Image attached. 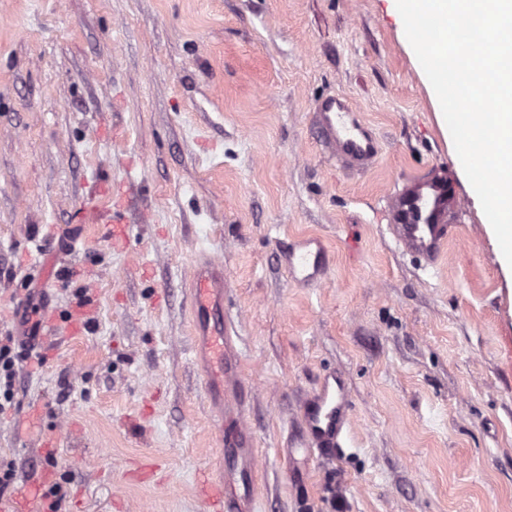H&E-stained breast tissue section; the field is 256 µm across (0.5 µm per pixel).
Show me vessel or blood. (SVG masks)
Wrapping results in <instances>:
<instances>
[{"instance_id": "vessel-or-blood-1", "label": "vessel or blood", "mask_w": 512, "mask_h": 512, "mask_svg": "<svg viewBox=\"0 0 512 512\" xmlns=\"http://www.w3.org/2000/svg\"><path fill=\"white\" fill-rule=\"evenodd\" d=\"M315 122L332 149V158L343 166L364 169L379 156L377 137L359 119L345 98L329 97L317 106ZM462 204L452 189L448 173L415 177L394 193L388 228L399 249L435 265L448 239V214ZM294 280L314 283L327 268V252L319 238L305 237L292 244L286 256ZM193 314L192 351L202 363L210 405L217 411L226 478L215 481L199 473L195 487L205 512H252V500L239 489V479L253 456V437L243 418L249 393L245 383L231 380L237 369L232 353V330L224 323V267L208 259L194 273L190 290ZM349 403L345 378L324 376L302 406V446L322 454L339 448L349 427Z\"/></svg>"}]
</instances>
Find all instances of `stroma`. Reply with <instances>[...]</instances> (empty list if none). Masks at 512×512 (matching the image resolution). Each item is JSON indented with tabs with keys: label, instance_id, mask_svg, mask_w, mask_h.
<instances>
[{
	"label": "stroma",
	"instance_id": "1",
	"mask_svg": "<svg viewBox=\"0 0 512 512\" xmlns=\"http://www.w3.org/2000/svg\"><path fill=\"white\" fill-rule=\"evenodd\" d=\"M336 94L380 141L367 170L314 125ZM439 110L394 0H0V336L44 359L0 416V512L54 485L56 512H204L197 473L224 474L191 348L204 258L252 389L254 512H512V277ZM438 170L464 206L431 267L386 203ZM299 236L320 283L282 266ZM34 303L85 324L34 341ZM331 372L344 448L285 446ZM288 271L295 281L314 283L327 268V252L317 237H304L288 248Z\"/></svg>",
	"mask_w": 512,
	"mask_h": 512
}]
</instances>
